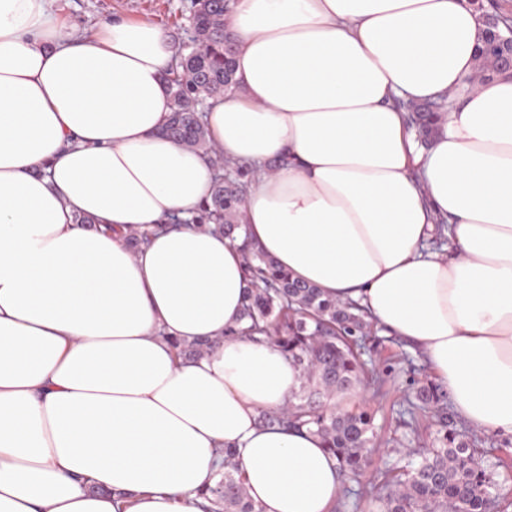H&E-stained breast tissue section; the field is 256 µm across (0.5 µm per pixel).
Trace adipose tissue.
Returning a JSON list of instances; mask_svg holds the SVG:
<instances>
[{
  "label": "adipose tissue",
  "mask_w": 512,
  "mask_h": 512,
  "mask_svg": "<svg viewBox=\"0 0 512 512\" xmlns=\"http://www.w3.org/2000/svg\"><path fill=\"white\" fill-rule=\"evenodd\" d=\"M226 21L238 89L205 122L248 171L250 238L417 345L469 426L512 435V73L482 78L480 11L230 0ZM177 53L147 18L67 28L50 0H0V512H204L228 448L260 512L341 491L318 435L258 422L303 374L238 335L243 254L193 222L215 169L161 133ZM441 99L418 149L402 107Z\"/></svg>",
  "instance_id": "adipose-tissue-1"
}]
</instances>
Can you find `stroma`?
<instances>
[{"label":"stroma","mask_w":512,"mask_h":512,"mask_svg":"<svg viewBox=\"0 0 512 512\" xmlns=\"http://www.w3.org/2000/svg\"><path fill=\"white\" fill-rule=\"evenodd\" d=\"M190 0H53L52 9L68 23L81 27L121 16L131 20L150 18L172 37L179 38L188 25ZM365 362L381 372L378 384L360 388V406L372 415L373 441L357 477L345 481L333 512H380L372 490L382 473L402 474L415 468L418 453L436 448L442 437L439 412L426 407L410 413L409 400L416 387L433 383L434 377L422 353L405 341L372 327L362 349ZM454 429L482 456L490 480L489 491L499 512H512V437H493L477 432L462 420Z\"/></svg>","instance_id":"1"}]
</instances>
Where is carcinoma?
Returning a JSON list of instances; mask_svg holds the SVG:
<instances>
[{"instance_id": "cac0c4a2", "label": "carcinoma", "mask_w": 512, "mask_h": 512, "mask_svg": "<svg viewBox=\"0 0 512 512\" xmlns=\"http://www.w3.org/2000/svg\"><path fill=\"white\" fill-rule=\"evenodd\" d=\"M228 11L229 0H193L187 38L178 42L176 65L165 72L172 109L164 132L212 155L218 175L195 223L213 224L233 238L242 231L247 173L233 169L210 144L203 120V102L221 100L236 89V45L224 23ZM444 109L443 102H426L411 113L410 125L427 141ZM244 249L249 281L243 311L246 327L229 335H264L304 374L288 408L263 412L260 422L314 429L338 459L344 476L355 475L371 443L372 417L365 409L346 410L341 402L354 395L367 376L360 359L370 327L366 313L356 304L328 298L317 287L294 279L250 243ZM444 397L433 385L417 391L424 404L437 405ZM234 456L235 451L224 450V477L213 489V505H224V512H260L245 491ZM488 487L478 451L458 440L457 433L446 431L442 446L423 454L407 475L383 477L382 512H493Z\"/></svg>"}]
</instances>
